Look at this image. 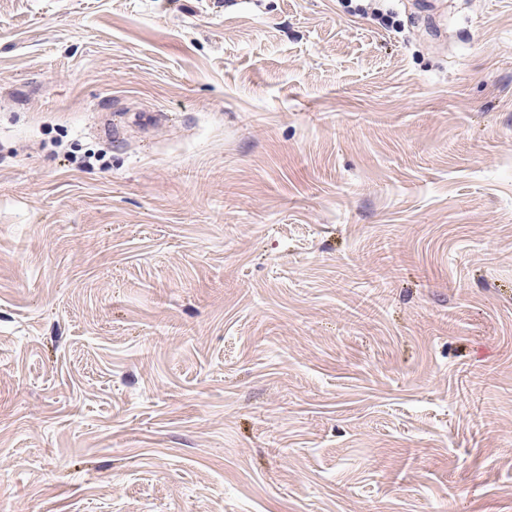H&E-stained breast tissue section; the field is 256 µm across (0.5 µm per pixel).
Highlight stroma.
<instances>
[{
    "label": "stroma",
    "instance_id": "35a3bbf8",
    "mask_svg": "<svg viewBox=\"0 0 512 512\" xmlns=\"http://www.w3.org/2000/svg\"><path fill=\"white\" fill-rule=\"evenodd\" d=\"M435 2L0 0V512H512V0Z\"/></svg>",
    "mask_w": 512,
    "mask_h": 512
}]
</instances>
